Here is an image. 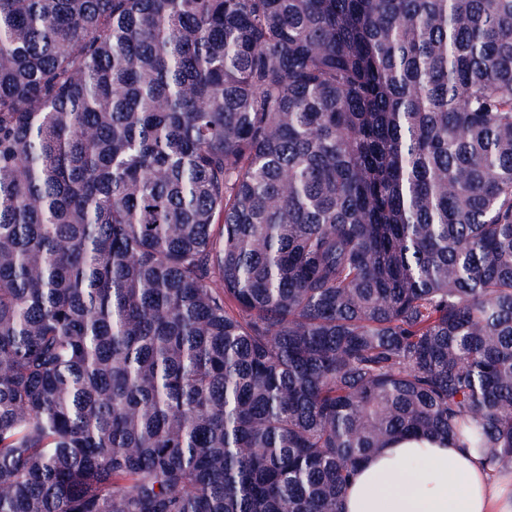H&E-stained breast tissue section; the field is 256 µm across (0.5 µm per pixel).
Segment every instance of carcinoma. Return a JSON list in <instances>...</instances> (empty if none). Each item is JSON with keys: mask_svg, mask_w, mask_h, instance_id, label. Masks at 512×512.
I'll return each instance as SVG.
<instances>
[{"mask_svg": "<svg viewBox=\"0 0 512 512\" xmlns=\"http://www.w3.org/2000/svg\"><path fill=\"white\" fill-rule=\"evenodd\" d=\"M512 466V0H0V512H342ZM492 476L470 448L399 439L357 469L343 512H512V469Z\"/></svg>", "mask_w": 512, "mask_h": 512, "instance_id": "1", "label": "carcinoma"}]
</instances>
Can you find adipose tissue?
I'll return each instance as SVG.
<instances>
[{"mask_svg": "<svg viewBox=\"0 0 512 512\" xmlns=\"http://www.w3.org/2000/svg\"><path fill=\"white\" fill-rule=\"evenodd\" d=\"M344 512H512V472L492 474L469 448L400 439L357 469Z\"/></svg>", "mask_w": 512, "mask_h": 512, "instance_id": "1", "label": "adipose tissue"}]
</instances>
